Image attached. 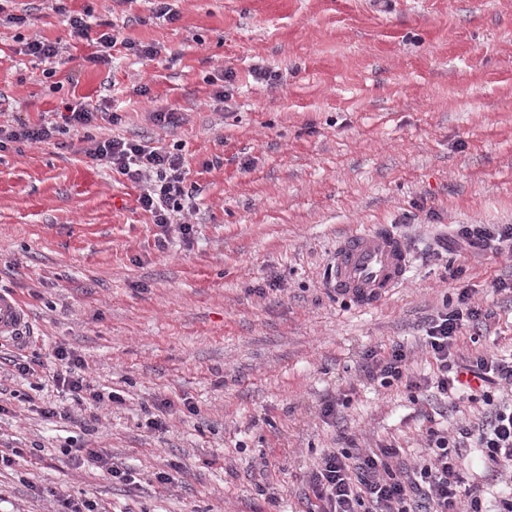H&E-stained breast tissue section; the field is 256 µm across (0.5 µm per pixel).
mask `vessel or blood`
Segmentation results:
<instances>
[{"label":"vessel or blood","mask_w":512,"mask_h":512,"mask_svg":"<svg viewBox=\"0 0 512 512\" xmlns=\"http://www.w3.org/2000/svg\"><path fill=\"white\" fill-rule=\"evenodd\" d=\"M408 269V249L399 236L387 230H356L340 238L329 284L338 295L374 304L405 281ZM24 323V308L14 295L0 291V337L17 335Z\"/></svg>","instance_id":"obj_1"}]
</instances>
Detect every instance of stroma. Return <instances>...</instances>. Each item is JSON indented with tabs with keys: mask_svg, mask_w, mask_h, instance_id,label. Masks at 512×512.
I'll return each instance as SVG.
<instances>
[{
	"mask_svg": "<svg viewBox=\"0 0 512 512\" xmlns=\"http://www.w3.org/2000/svg\"><path fill=\"white\" fill-rule=\"evenodd\" d=\"M172 4L171 22L148 0H65L63 14L0 0L28 18L0 27V124L109 98L122 120L93 136L182 145L199 188L193 238L170 233L161 249L133 183L68 149L71 135L0 153V290L29 317L24 338L0 339V447L44 456L0 468V512H55L60 494L99 512H304L306 477L342 431L417 455L429 424L481 419L480 404L459 414L360 378L366 350L402 342L415 350L411 374L429 378L415 345L462 285L494 312L464 351L512 350V293L492 288L512 278V257L459 249L466 229L512 225V0ZM84 10L161 55L80 64L89 49L71 43L66 14ZM35 35L71 45L54 78L20 52ZM258 64L287 82H257ZM225 68L236 79L224 106L208 80ZM160 108L177 124L156 125ZM363 227L392 231L410 253L409 281L371 305L324 281L338 239ZM451 261L461 282L444 279ZM61 343L121 404L78 411L75 424L41 417L71 403L52 378ZM22 355L39 358L36 376L12 373ZM341 394L347 406L323 417ZM163 399L197 412L148 430ZM82 445L108 449L137 486L60 462Z\"/></svg>",
	"mask_w": 512,
	"mask_h": 512,
	"instance_id": "stroma-1",
	"label": "stroma"
}]
</instances>
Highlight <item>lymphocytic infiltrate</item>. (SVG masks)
<instances>
[{"label":"lymphocytic infiltrate","mask_w":512,"mask_h":512,"mask_svg":"<svg viewBox=\"0 0 512 512\" xmlns=\"http://www.w3.org/2000/svg\"><path fill=\"white\" fill-rule=\"evenodd\" d=\"M51 9L67 13L72 40L89 42V63L110 64L112 50L118 46L140 59L152 60L161 54L157 45L122 40L111 30L92 33L90 12H67L60 0H53ZM100 119L114 125L119 116L101 106L67 103L49 122L0 125V151L14 143H47L60 134L78 133L74 153L125 176L138 188L141 208L162 230L158 245H165V235L171 231L190 239L195 232L190 217L196 189L187 183L180 148L156 147L145 139L89 135V127ZM492 316L491 309L473 302L470 289H460L456 305L437 311L424 329V348L433 369L424 381L409 373L410 352L401 342L364 353L361 370L368 382L385 387L397 383L413 393L430 387L455 409L463 402L478 401L484 419L476 427L460 428L454 437L444 430L427 429L428 452L410 466L402 462L403 451L395 445L361 448L353 435L343 434V446L324 451L309 475L308 512H484L480 486L463 476L460 449L471 439L488 474L501 483L494 512H512V354L477 351L467 355L458 346L464 330L480 331ZM55 357L63 365L56 381L77 405L118 402L117 393L105 394L90 385L75 352L60 345Z\"/></svg>","instance_id":"obj_1"}]
</instances>
